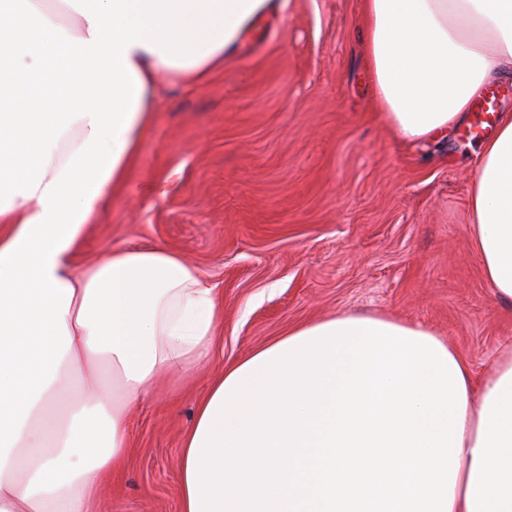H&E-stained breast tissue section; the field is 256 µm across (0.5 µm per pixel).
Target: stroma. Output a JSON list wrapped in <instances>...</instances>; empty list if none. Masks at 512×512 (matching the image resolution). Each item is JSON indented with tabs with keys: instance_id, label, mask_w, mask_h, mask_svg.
Segmentation results:
<instances>
[{
	"instance_id": "35a3bbf8",
	"label": "stroma",
	"mask_w": 512,
	"mask_h": 512,
	"mask_svg": "<svg viewBox=\"0 0 512 512\" xmlns=\"http://www.w3.org/2000/svg\"><path fill=\"white\" fill-rule=\"evenodd\" d=\"M476 114L435 142L394 136L376 102L360 0H276L193 90L161 80L124 182L75 268L160 246L215 288L212 362L163 379L129 422L102 512H180L183 435L224 366L332 314L428 326L474 366L512 346L469 227Z\"/></svg>"
}]
</instances>
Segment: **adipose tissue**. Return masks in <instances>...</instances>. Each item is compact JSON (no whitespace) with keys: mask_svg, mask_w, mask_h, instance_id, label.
Wrapping results in <instances>:
<instances>
[{"mask_svg":"<svg viewBox=\"0 0 512 512\" xmlns=\"http://www.w3.org/2000/svg\"><path fill=\"white\" fill-rule=\"evenodd\" d=\"M402 140L466 121L512 78V0H362ZM272 0H0V512H98L129 417L210 358L223 311L161 247L70 258L153 121ZM471 245L512 302V113L474 163ZM180 512H512V351L474 376L432 329L333 315L227 367L183 436Z\"/></svg>","mask_w":512,"mask_h":512,"instance_id":"1","label":"adipose tissue"}]
</instances>
